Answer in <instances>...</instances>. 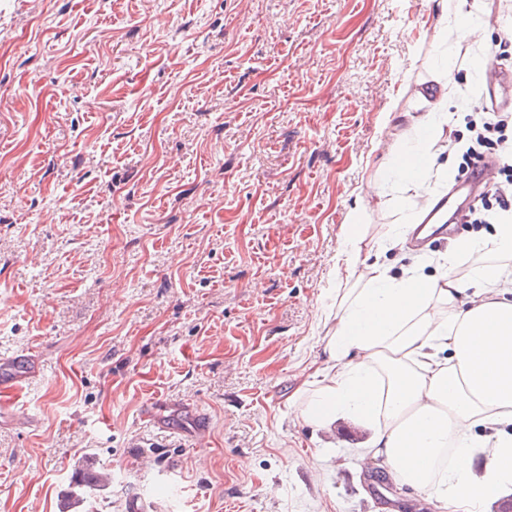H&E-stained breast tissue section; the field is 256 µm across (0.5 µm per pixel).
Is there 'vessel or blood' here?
Segmentation results:
<instances>
[{"label": "vessel or blood", "mask_w": 512, "mask_h": 512, "mask_svg": "<svg viewBox=\"0 0 512 512\" xmlns=\"http://www.w3.org/2000/svg\"><path fill=\"white\" fill-rule=\"evenodd\" d=\"M484 87V104L499 109L512 107V70L495 62H487L482 78ZM498 164L489 161L480 165L470 179L455 186L454 193L459 200L456 210H449L447 199L433 201L424 213L421 224L414 229L412 241L415 245H423L430 241V229L436 225H447L448 215L462 217L479 198L480 192L491 187L495 182ZM42 365L37 355L30 350L0 358V390H17L38 378ZM146 419H163V411L157 403H146L142 409ZM168 419V418H165ZM171 433H179L183 425H194L197 431H204L207 421L203 414L188 405L176 407L172 418L168 419Z\"/></svg>", "instance_id": "1"}]
</instances>
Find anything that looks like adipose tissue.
<instances>
[{"label":"adipose tissue","instance_id":"1","mask_svg":"<svg viewBox=\"0 0 512 512\" xmlns=\"http://www.w3.org/2000/svg\"><path fill=\"white\" fill-rule=\"evenodd\" d=\"M440 38L471 36L470 14L457 0H431ZM442 79L420 93L428 109L404 112L408 137L389 164L392 183L426 185L424 164L443 138L455 93L448 57ZM362 205H355L338 256L343 288L325 320L323 362L289 402L304 424L331 428L336 418L370 432L363 457L380 462L396 483L442 504L446 512H483L512 487V217L491 234L457 238L446 270L394 276L362 260ZM472 264L458 276V260Z\"/></svg>","mask_w":512,"mask_h":512}]
</instances>
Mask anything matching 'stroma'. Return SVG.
<instances>
[{
	"label": "stroma",
	"mask_w": 512,
	"mask_h": 512,
	"mask_svg": "<svg viewBox=\"0 0 512 512\" xmlns=\"http://www.w3.org/2000/svg\"><path fill=\"white\" fill-rule=\"evenodd\" d=\"M463 8L469 61L512 13ZM439 44L430 0H0V356L42 364L0 393V512H60L89 457L81 512H443L288 406L355 204L392 274L448 252L387 243L421 197L382 179ZM175 414L172 416V420H168L170 425L169 429L171 433L182 432V425L193 424L198 433H204L207 427V419L204 418L203 414L199 413L197 409L190 405H180L175 408ZM111 480V474L105 470H96L94 463L87 461L76 481V490L70 495L66 508H77L85 499L87 490L105 487Z\"/></svg>",
	"instance_id": "1"
}]
</instances>
